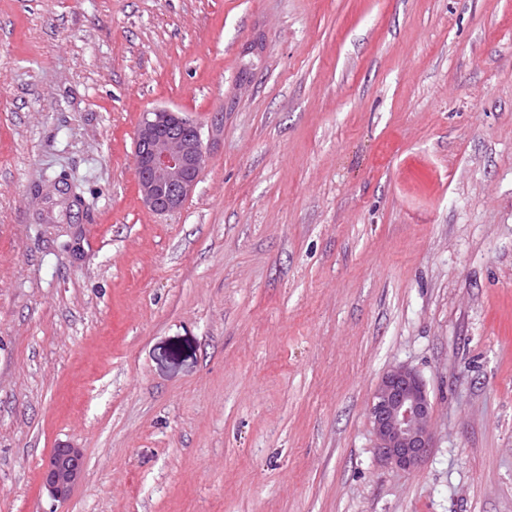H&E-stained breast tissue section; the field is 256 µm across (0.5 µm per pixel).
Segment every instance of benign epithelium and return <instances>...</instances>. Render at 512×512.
Segmentation results:
<instances>
[{
    "label": "benign epithelium",
    "instance_id": "benign-epithelium-1",
    "mask_svg": "<svg viewBox=\"0 0 512 512\" xmlns=\"http://www.w3.org/2000/svg\"><path fill=\"white\" fill-rule=\"evenodd\" d=\"M205 164L201 128L177 112H145L137 126L134 169L143 204L154 213L180 209L189 199ZM432 405L420 375L398 366L387 371L372 395L368 416L382 457L403 470L418 467L433 447L428 422ZM81 448L53 449L42 484L58 501L69 499L83 468Z\"/></svg>",
    "mask_w": 512,
    "mask_h": 512
}]
</instances>
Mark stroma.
Returning a JSON list of instances; mask_svg holds the SVG:
<instances>
[{
  "instance_id": "1",
  "label": "stroma",
  "mask_w": 512,
  "mask_h": 512,
  "mask_svg": "<svg viewBox=\"0 0 512 512\" xmlns=\"http://www.w3.org/2000/svg\"><path fill=\"white\" fill-rule=\"evenodd\" d=\"M155 109L204 133L166 215ZM0 512H512V0H0ZM205 164L201 128L177 112L143 113L134 142V169L143 204L154 213L180 209ZM431 411L426 385L416 371L406 366L387 371L368 408L382 457L403 470L418 467L433 446ZM84 452L81 448L62 445L54 448L42 472V484L58 501L69 499L83 468Z\"/></svg>"
}]
</instances>
